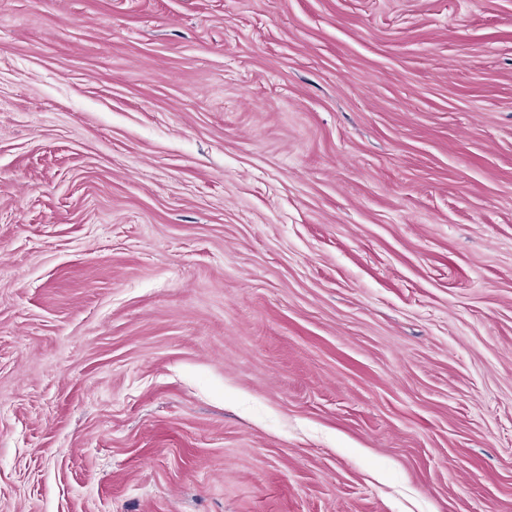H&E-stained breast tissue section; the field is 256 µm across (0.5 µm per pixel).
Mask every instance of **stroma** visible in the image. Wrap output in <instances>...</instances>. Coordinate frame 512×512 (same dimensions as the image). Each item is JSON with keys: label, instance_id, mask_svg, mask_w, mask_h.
Segmentation results:
<instances>
[{"label": "stroma", "instance_id": "stroma-1", "mask_svg": "<svg viewBox=\"0 0 512 512\" xmlns=\"http://www.w3.org/2000/svg\"><path fill=\"white\" fill-rule=\"evenodd\" d=\"M0 512H512V0H0Z\"/></svg>", "mask_w": 512, "mask_h": 512}]
</instances>
